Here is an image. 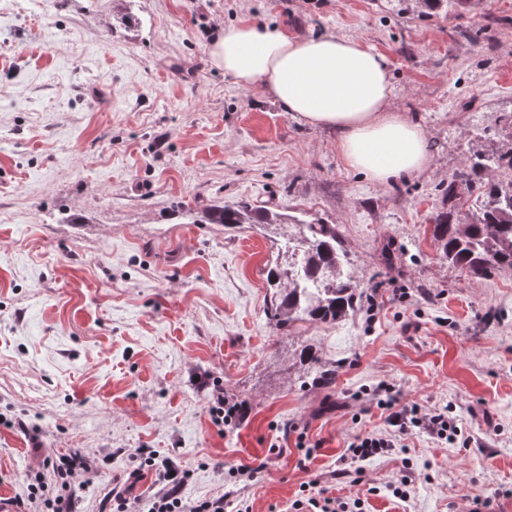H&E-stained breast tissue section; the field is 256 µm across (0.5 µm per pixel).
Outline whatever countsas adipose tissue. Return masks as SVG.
Masks as SVG:
<instances>
[{
	"instance_id": "obj_1",
	"label": "adipose tissue",
	"mask_w": 512,
	"mask_h": 512,
	"mask_svg": "<svg viewBox=\"0 0 512 512\" xmlns=\"http://www.w3.org/2000/svg\"><path fill=\"white\" fill-rule=\"evenodd\" d=\"M210 56L236 85H262L298 122L336 129L346 166L371 182L389 185L428 169L422 122L391 110L389 62L362 41L295 38L244 23L225 29Z\"/></svg>"
}]
</instances>
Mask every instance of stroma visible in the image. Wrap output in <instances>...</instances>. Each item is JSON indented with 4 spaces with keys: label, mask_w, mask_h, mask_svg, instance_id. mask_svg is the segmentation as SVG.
I'll use <instances>...</instances> for the list:
<instances>
[{
    "label": "stroma",
    "mask_w": 512,
    "mask_h": 512,
    "mask_svg": "<svg viewBox=\"0 0 512 512\" xmlns=\"http://www.w3.org/2000/svg\"><path fill=\"white\" fill-rule=\"evenodd\" d=\"M254 23L363 40L389 61L394 110L420 117L431 165L390 186L345 168L330 128L216 67ZM512 113V0H0V500L46 458L85 463L75 512L148 499L158 467L224 512H512V271L473 278L428 222L449 175ZM246 201L335 225L363 296L335 324L268 308L277 246L181 213ZM313 345L336 368L308 383ZM452 406L346 474L355 436L392 435L375 397ZM245 418L217 423L218 400ZM260 467L239 480V466ZM409 478L406 497L393 495ZM297 359L299 364L305 367L307 373L315 375L314 379L318 382L329 383L333 379L334 370L326 368V364L321 362L311 347L302 348L297 354Z\"/></svg>",
    "instance_id": "35a3bbf8"
}]
</instances>
